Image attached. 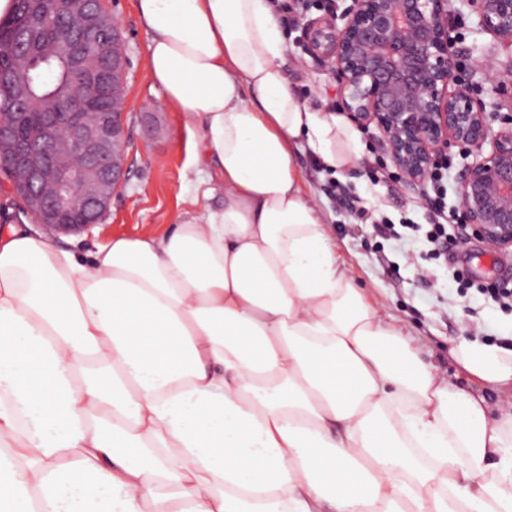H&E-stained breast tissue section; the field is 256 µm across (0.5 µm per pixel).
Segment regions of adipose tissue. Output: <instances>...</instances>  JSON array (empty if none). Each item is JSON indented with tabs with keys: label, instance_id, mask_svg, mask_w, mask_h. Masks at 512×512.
Returning a JSON list of instances; mask_svg holds the SVG:
<instances>
[{
	"label": "adipose tissue",
	"instance_id": "ef3b65f1",
	"mask_svg": "<svg viewBox=\"0 0 512 512\" xmlns=\"http://www.w3.org/2000/svg\"><path fill=\"white\" fill-rule=\"evenodd\" d=\"M135 6L210 185L86 256L0 232V512H512V349L461 340L458 387L339 264L295 155L359 134L289 85L272 0Z\"/></svg>",
	"mask_w": 512,
	"mask_h": 512
}]
</instances>
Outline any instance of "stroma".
Wrapping results in <instances>:
<instances>
[{
    "instance_id": "obj_1",
    "label": "stroma",
    "mask_w": 512,
    "mask_h": 512,
    "mask_svg": "<svg viewBox=\"0 0 512 512\" xmlns=\"http://www.w3.org/2000/svg\"><path fill=\"white\" fill-rule=\"evenodd\" d=\"M279 21L286 35L284 68L298 95L312 108L340 110V84L330 62L313 55L304 35L308 20L325 17L326 9L301 10L297 0H283ZM106 6L122 32V51L128 60L126 97L128 136L125 145L126 179L112 197L108 213L98 226L84 233L58 234L62 248L93 250L115 236L158 235L191 208L199 177L186 165L184 116L163 104V93L146 64L148 35L136 14L135 0H107ZM461 38L459 73L474 91L500 111L512 110V82L498 88L474 70L504 67L512 53L490 34L477 30L468 10L455 16ZM359 163L334 172L323 167L310 151L298 152L295 162L307 192L329 217L336 255L354 281L366 288L384 321L404 326L425 342V362L434 364L448 380L465 385L467 375L450 348L466 338L468 326L479 328V338L498 344L512 336V310L500 308L485 296L488 288L512 289V248L496 250L475 233L451 234L448 255L434 259L423 228L434 220L437 203L448 210L459 207L457 179L460 157H453L438 190L420 197L407 190L397 170L368 133L360 139ZM410 225L404 239L378 235L365 212ZM470 270L473 284L459 296L452 274L456 266Z\"/></svg>"
}]
</instances>
